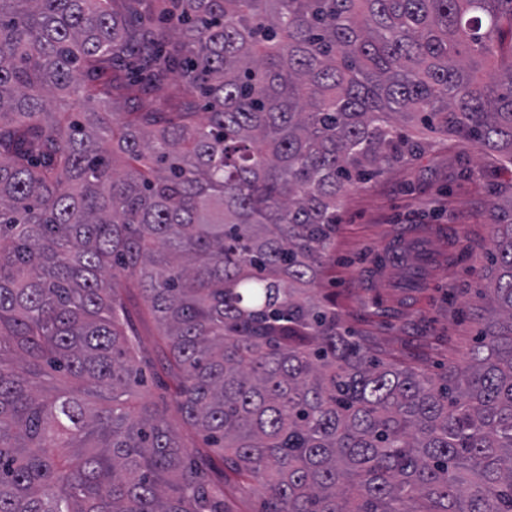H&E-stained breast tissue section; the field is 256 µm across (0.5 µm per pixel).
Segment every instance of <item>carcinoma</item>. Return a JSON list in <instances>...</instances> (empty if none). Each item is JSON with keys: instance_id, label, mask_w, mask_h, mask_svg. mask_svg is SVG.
<instances>
[{"instance_id": "obj_1", "label": "carcinoma", "mask_w": 512, "mask_h": 512, "mask_svg": "<svg viewBox=\"0 0 512 512\" xmlns=\"http://www.w3.org/2000/svg\"><path fill=\"white\" fill-rule=\"evenodd\" d=\"M413 121L512 166V0H0V512H233L218 464L263 512H512V194L445 374L319 296ZM133 293L205 450L130 405Z\"/></svg>"}]
</instances>
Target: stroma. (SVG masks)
I'll list each match as a JSON object with an SVG mask.
<instances>
[{"instance_id":"obj_1","label":"stroma","mask_w":512,"mask_h":512,"mask_svg":"<svg viewBox=\"0 0 512 512\" xmlns=\"http://www.w3.org/2000/svg\"><path fill=\"white\" fill-rule=\"evenodd\" d=\"M415 134L423 152L344 197L322 287L343 328L381 359L440 374L469 354L486 322L483 290L495 276L489 206L495 189L512 188V171L467 141L421 127ZM417 229L452 249L413 291L400 287L399 270L379 276L374 267L387 241Z\"/></svg>"}]
</instances>
